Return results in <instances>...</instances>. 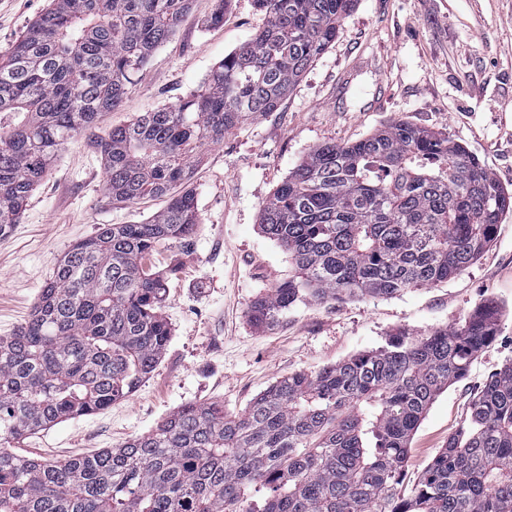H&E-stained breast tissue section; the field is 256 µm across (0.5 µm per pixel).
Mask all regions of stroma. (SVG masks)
Masks as SVG:
<instances>
[{"label":"stroma","instance_id":"obj_1","mask_svg":"<svg viewBox=\"0 0 512 512\" xmlns=\"http://www.w3.org/2000/svg\"><path fill=\"white\" fill-rule=\"evenodd\" d=\"M47 0H0V52ZM194 0L176 32L151 54L123 102L99 121L123 125L176 105L225 55L265 22L253 0ZM406 119L461 143L512 191V0H358L336 40L278 107L204 145L190 182L198 223L190 242H165L146 266L176 269L163 312L172 328L155 370L127 398L97 414L35 431L17 454L62 461L120 447L188 403L235 413L277 379L314 373L386 344L452 327L486 299L500 332L464 379L442 392L413 435L405 489H412L469 416L486 379L512 360V213L494 243L463 273L431 288L334 304H301L272 329L253 326L252 300L287 279V253L259 227L263 204L314 147L352 142ZM165 206L112 202L100 157L83 139L56 154L19 224L0 237V336L31 314L56 263L101 224L148 221Z\"/></svg>","mask_w":512,"mask_h":512}]
</instances>
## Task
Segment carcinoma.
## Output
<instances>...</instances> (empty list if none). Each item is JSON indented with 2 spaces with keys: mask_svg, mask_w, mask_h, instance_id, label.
Segmentation results:
<instances>
[{
  "mask_svg": "<svg viewBox=\"0 0 512 512\" xmlns=\"http://www.w3.org/2000/svg\"><path fill=\"white\" fill-rule=\"evenodd\" d=\"M266 22L176 106L90 138L112 200L166 199L101 224L54 268L29 319L0 337V512H512V362L402 493L412 436L498 334L485 302L450 329L275 381L236 413L188 404L119 448L64 462L11 451L26 433L132 394L167 349V277L144 266L198 221L199 149L273 111L336 40L357 0H254ZM192 0H49L0 56V236L56 153L134 84ZM512 193L458 142L397 119L312 149L266 200L262 232L295 274L249 310L273 327L305 302L436 286L495 239Z\"/></svg>",
  "mask_w": 512,
  "mask_h": 512,
  "instance_id": "carcinoma-1",
  "label": "carcinoma"
}]
</instances>
